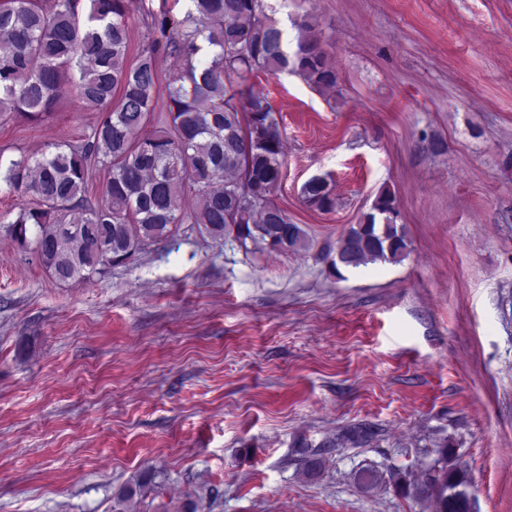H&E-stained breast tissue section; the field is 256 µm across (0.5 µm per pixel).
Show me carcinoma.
<instances>
[{"label":"carcinoma","mask_w":512,"mask_h":512,"mask_svg":"<svg viewBox=\"0 0 512 512\" xmlns=\"http://www.w3.org/2000/svg\"><path fill=\"white\" fill-rule=\"evenodd\" d=\"M180 19L153 18L147 42L128 58L126 0H0V113L17 112L33 122L48 117L62 94L99 113L86 142L60 143L51 152L22 154L0 171L6 193L33 200L7 234L35 255L62 283L91 284L142 248L172 238L190 222L214 239L246 248L264 245L286 253L306 248L305 232L272 200L284 164V144L274 112L260 91L235 78L246 72H291L319 91L337 84L315 34L312 18L293 22L295 44L262 0H190ZM174 56L183 67L159 83L157 59ZM105 172L102 200L88 198V172ZM200 200L187 212V194ZM305 202L336 207L326 178L302 186ZM395 197L385 191L326 251L335 273L370 262H399L408 240L397 223ZM376 430L359 423L327 437L322 448H364ZM424 467L423 480L384 473L375 466L353 474L370 493L386 483L405 496L435 498L439 512H468L471 481L452 462L448 441ZM145 471L117 495L113 512L156 488Z\"/></svg>","instance_id":"cac0c4a2"}]
</instances>
